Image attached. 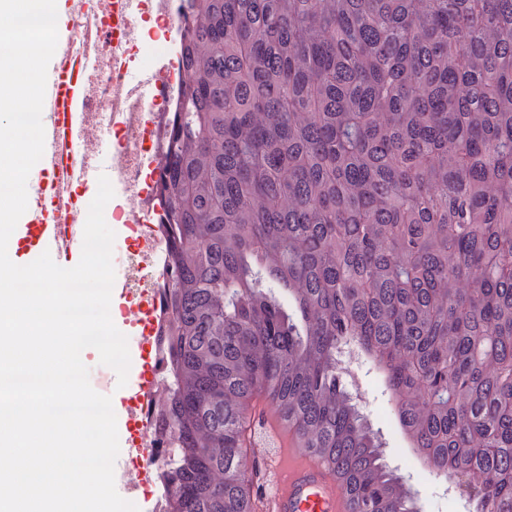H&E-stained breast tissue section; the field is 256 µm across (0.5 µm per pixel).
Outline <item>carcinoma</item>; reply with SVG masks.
Here are the masks:
<instances>
[{
  "label": "carcinoma",
  "instance_id": "1",
  "mask_svg": "<svg viewBox=\"0 0 512 512\" xmlns=\"http://www.w3.org/2000/svg\"><path fill=\"white\" fill-rule=\"evenodd\" d=\"M161 142L166 512H259L273 406L351 512H419L341 383L512 512V0H183Z\"/></svg>",
  "mask_w": 512,
  "mask_h": 512
}]
</instances>
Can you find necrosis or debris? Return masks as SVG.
<instances>
[{"mask_svg":"<svg viewBox=\"0 0 512 512\" xmlns=\"http://www.w3.org/2000/svg\"><path fill=\"white\" fill-rule=\"evenodd\" d=\"M69 8L74 15L97 20L92 56L82 74L84 133L71 159L87 175L106 173L113 186L112 219L127 230L116 248L125 284L119 313L140 338L155 337L164 308L166 244L158 225L143 223L139 213L160 178L154 159L161 132L149 129L143 115L171 111L173 104L156 93L166 76L155 68L136 69L135 62L155 39L164 50L179 51L180 42L172 34L176 5L174 0H69ZM132 69L137 72L133 82L127 78ZM166 78L181 87L180 74ZM103 130L112 133V156L105 168L100 165Z\"/></svg>","mask_w":512,"mask_h":512,"instance_id":"obj_1","label":"necrosis or debris"}]
</instances>
